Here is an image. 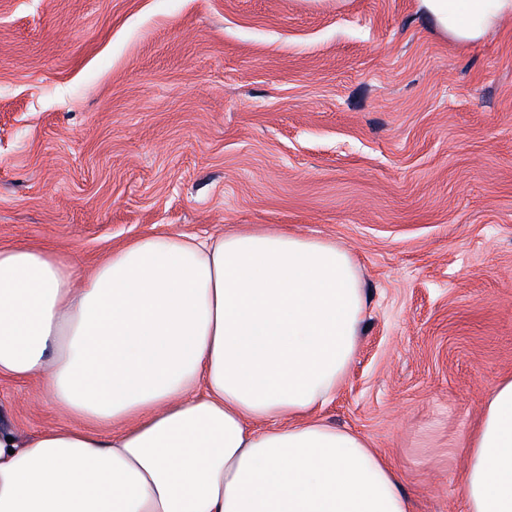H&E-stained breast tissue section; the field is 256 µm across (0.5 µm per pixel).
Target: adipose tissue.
Segmentation results:
<instances>
[{
  "label": "adipose tissue",
  "mask_w": 512,
  "mask_h": 512,
  "mask_svg": "<svg viewBox=\"0 0 512 512\" xmlns=\"http://www.w3.org/2000/svg\"><path fill=\"white\" fill-rule=\"evenodd\" d=\"M456 40L512 0H418ZM364 288L334 242L269 224L156 234L87 273L0 247V377L40 380L68 425L0 428V512H413L359 434L316 415L357 347ZM467 512H512V376L468 437Z\"/></svg>",
  "instance_id": "1"
}]
</instances>
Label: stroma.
Here are the masks:
<instances>
[{
    "mask_svg": "<svg viewBox=\"0 0 512 512\" xmlns=\"http://www.w3.org/2000/svg\"><path fill=\"white\" fill-rule=\"evenodd\" d=\"M277 224L366 291L319 414L416 512H466L468 436L512 375V22L469 43L417 0H0V245L78 271L126 242ZM68 418L0 379V426Z\"/></svg>",
    "mask_w": 512,
    "mask_h": 512,
    "instance_id": "35a3bbf8",
    "label": "stroma"
}]
</instances>
